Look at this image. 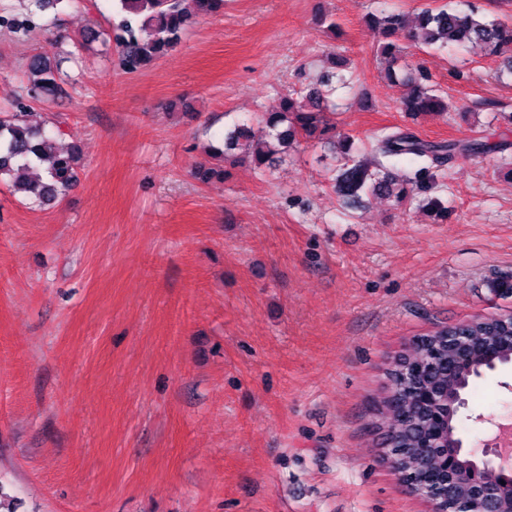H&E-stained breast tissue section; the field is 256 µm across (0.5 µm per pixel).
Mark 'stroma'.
<instances>
[{"instance_id":"35a3bbf8","label":"stroma","mask_w":512,"mask_h":512,"mask_svg":"<svg viewBox=\"0 0 512 512\" xmlns=\"http://www.w3.org/2000/svg\"><path fill=\"white\" fill-rule=\"evenodd\" d=\"M112 3L0 27L2 105L30 56L84 41L65 97L33 106L78 146L76 184L42 210L0 184V487L18 512H427L383 456L378 404L413 339L512 311L489 285L512 276V77L480 47L405 39L448 111L400 112L365 25L378 0H225L129 74L97 36ZM331 54L354 87L328 119L354 142L491 145L449 160L447 222L345 207L313 144L194 179L208 132L276 109ZM467 399L468 445L495 432L474 416L512 414V365Z\"/></svg>"}]
</instances>
